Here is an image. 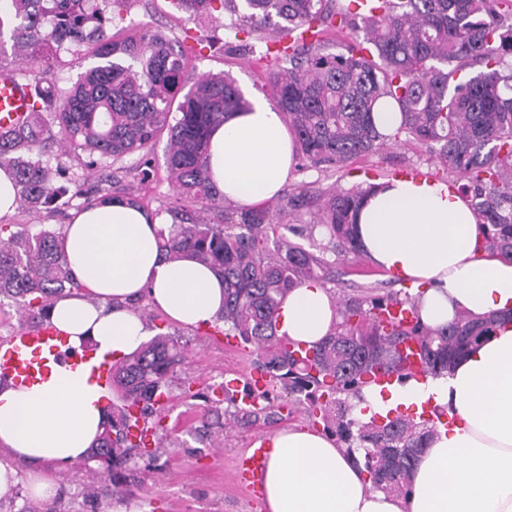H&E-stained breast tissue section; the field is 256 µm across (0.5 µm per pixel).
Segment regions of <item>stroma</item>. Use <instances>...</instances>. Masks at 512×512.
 Here are the masks:
<instances>
[{
    "label": "stroma",
    "mask_w": 512,
    "mask_h": 512,
    "mask_svg": "<svg viewBox=\"0 0 512 512\" xmlns=\"http://www.w3.org/2000/svg\"><path fill=\"white\" fill-rule=\"evenodd\" d=\"M225 17L192 21L185 14L172 9L169 0H133L123 14V27H147L170 38L202 42L203 50L191 54L188 65L192 72L227 73L233 77L246 97H270L269 67L257 56L228 50L224 44ZM151 175L140 195L142 205L151 211L160 209L172 194V185L165 166V145L157 143L151 156ZM431 174L435 166L429 153L411 144L389 146L378 154L358 159L340 173L320 172L314 169L294 172L292 184L306 183L319 189L335 186L351 188L391 177L399 171ZM336 274L328 278L327 288L335 299L356 294L362 287H378L382 291L399 290L385 272L369 260L350 258L337 261ZM156 323L164 331L187 340L191 354L182 368L185 376L196 378L198 387L227 382L246 383L254 367L256 356L250 348L226 350L221 342L209 338L204 326L187 328L157 316ZM170 412L166 425L172 436L181 443L167 463L139 461L130 484L133 492L126 506H138L144 493H151L156 512H264L261 499L238 491L232 482L236 457L247 448L252 437L271 434L295 426H306L303 406L294 403L292 396H281L274 403L278 418L273 422L257 421L236 424L224 441L215 447L209 439L195 435L200 416L189 410L181 394L180 385H173L169 401ZM59 485L57 496L48 501L52 512H113L117 505L112 497H87L85 473L76 463L56 470Z\"/></svg>",
    "instance_id": "1"
}]
</instances>
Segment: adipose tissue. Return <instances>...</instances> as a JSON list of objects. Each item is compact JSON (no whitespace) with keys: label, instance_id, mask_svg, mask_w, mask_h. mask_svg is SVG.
<instances>
[{"label":"adipose tissue","instance_id":"1","mask_svg":"<svg viewBox=\"0 0 512 512\" xmlns=\"http://www.w3.org/2000/svg\"><path fill=\"white\" fill-rule=\"evenodd\" d=\"M294 166V137L263 97L210 133V178L238 205L275 198ZM168 231L162 218L123 200L73 211L62 244L86 292L50 310L69 345H92L100 357L135 350L147 327L125 302L142 293L183 326L214 321L224 303L221 277L190 258L162 259L158 241ZM357 234L377 267L423 285L419 314L428 326L461 312L497 311L506 320L446 375L365 389L356 407L362 419L424 404L448 415L415 465L410 495L374 489L335 437L295 427L268 437L267 512H512V261L484 253L467 201L433 178L380 181L358 214ZM337 319L329 290L308 283L282 300L278 333L310 347ZM102 396L87 373L59 366L42 383L1 386L0 449L26 460L84 457L102 431Z\"/></svg>","mask_w":512,"mask_h":512}]
</instances>
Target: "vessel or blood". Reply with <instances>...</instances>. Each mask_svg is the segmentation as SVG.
I'll return each mask as SVG.
<instances>
[{
    "label": "vessel or blood",
    "mask_w": 512,
    "mask_h": 512,
    "mask_svg": "<svg viewBox=\"0 0 512 512\" xmlns=\"http://www.w3.org/2000/svg\"><path fill=\"white\" fill-rule=\"evenodd\" d=\"M29 100V86L18 83L12 71L0 70V128L14 126L27 112ZM53 363L73 369L86 368L101 387L109 385L111 359L72 350L54 326L20 330L8 345L0 346V378L17 384L31 385L43 379ZM266 461V440L256 437L238 459L234 482L246 491H256Z\"/></svg>",
    "instance_id": "b4317fda"
}]
</instances>
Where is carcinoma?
Returning <instances> with one entry per match:
<instances>
[{
    "label": "carcinoma",
    "mask_w": 512,
    "mask_h": 512,
    "mask_svg": "<svg viewBox=\"0 0 512 512\" xmlns=\"http://www.w3.org/2000/svg\"><path fill=\"white\" fill-rule=\"evenodd\" d=\"M130 0H10L0 12V69L10 55L43 69L29 82L28 112L0 130V168L14 176L18 207L40 214L76 198L93 205L112 196L109 186L140 202L139 186L155 146L166 137L165 163L173 188L165 212L169 234L159 247L166 260L190 255L224 279V307L215 324L256 352L268 376L269 398L278 389L313 400L309 416L346 445L373 486L407 496L419 455L436 435L428 420L402 414L353 416V400L378 374L410 377L400 346L419 350L423 375L448 373L456 359L501 322L496 312L459 314L440 328L420 321L418 297L374 287L340 307V321L322 343L306 349L277 334L281 299L307 282H320L330 266L325 254L363 257L355 240V214L365 193L356 186L332 192L299 184L273 204L234 208L210 181L209 132L249 107L224 73L196 75L178 40L146 29L112 31ZM194 17L228 14L225 46L254 49L275 61L269 83L277 110L291 127L302 168L340 172L392 143L423 148L443 167L441 180L467 198L483 226L480 248L512 260V0H170ZM362 34L327 51L326 34ZM67 54L84 70L62 88L53 69ZM96 62L85 67L88 57ZM386 101L401 114L391 133L373 120ZM58 127L53 131L52 127ZM60 137L63 147L87 155L98 172L109 161L139 153L142 165L109 174L107 187L88 186L48 167L33 147ZM312 211L326 236L275 214ZM210 213L212 218L202 217ZM301 237L308 245L291 240ZM62 231L48 225L0 224V301H13L28 325L49 322L51 302L84 289L74 279ZM391 306L411 320L387 321ZM181 337L159 333L112 365V406L103 432L84 458L94 477L112 478V496L128 495L124 472L136 460L169 453L163 446L167 392L185 364ZM224 387L212 390L201 411L200 432L223 437L208 416L224 411ZM153 432L158 446L145 450L131 429Z\"/></svg>",
    "instance_id": "obj_1"
}]
</instances>
